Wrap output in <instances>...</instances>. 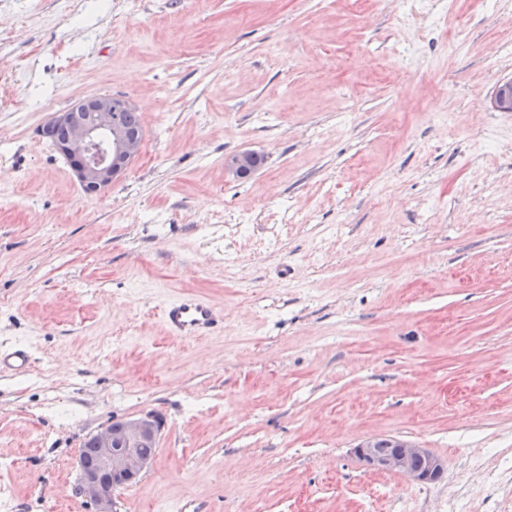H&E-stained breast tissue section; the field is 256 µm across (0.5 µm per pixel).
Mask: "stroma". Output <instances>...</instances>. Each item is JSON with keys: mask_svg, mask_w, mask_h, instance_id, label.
<instances>
[{"mask_svg": "<svg viewBox=\"0 0 512 512\" xmlns=\"http://www.w3.org/2000/svg\"><path fill=\"white\" fill-rule=\"evenodd\" d=\"M512 0H0V512H91L85 441L162 422L115 512L512 503ZM125 95L98 195L42 134ZM264 158L239 179L227 157ZM224 310L203 339L159 307ZM428 448L421 484L354 455ZM159 315L173 334L185 338L210 336L223 324V315L210 302L191 294L165 302ZM32 355L29 350L21 347L0 349V374H24L31 363Z\"/></svg>", "mask_w": 512, "mask_h": 512, "instance_id": "1", "label": "stroma"}]
</instances>
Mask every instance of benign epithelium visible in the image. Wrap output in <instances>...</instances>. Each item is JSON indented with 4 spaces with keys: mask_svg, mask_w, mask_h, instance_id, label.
<instances>
[{
    "mask_svg": "<svg viewBox=\"0 0 512 512\" xmlns=\"http://www.w3.org/2000/svg\"><path fill=\"white\" fill-rule=\"evenodd\" d=\"M129 100L111 94L79 100L69 110L53 117L67 135L57 144L89 193L112 186L138 157L144 135L120 124L118 111ZM493 106L512 112V79L500 82L494 91ZM255 153L243 151L232 156L228 167L240 179L253 174ZM161 422L151 416L115 420L92 436L97 462H80L77 494L93 507V512H113L117 489L135 482L152 458L140 453L146 444H157ZM355 454L378 470L401 473L415 481L428 483L443 473L441 460L428 449L397 437H369L356 446Z\"/></svg>",
    "mask_w": 512,
    "mask_h": 512,
    "instance_id": "benign-epithelium-1",
    "label": "benign epithelium"
}]
</instances>
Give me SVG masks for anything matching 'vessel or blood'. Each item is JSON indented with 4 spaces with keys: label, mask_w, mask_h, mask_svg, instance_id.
<instances>
[{
    "label": "vessel or blood",
    "mask_w": 512,
    "mask_h": 512,
    "mask_svg": "<svg viewBox=\"0 0 512 512\" xmlns=\"http://www.w3.org/2000/svg\"><path fill=\"white\" fill-rule=\"evenodd\" d=\"M159 315L171 332L186 338L211 335L223 323L222 314L210 302L186 294L165 302ZM29 350L21 347L0 349V374L26 373L31 363Z\"/></svg>",
    "instance_id": "obj_1"
}]
</instances>
